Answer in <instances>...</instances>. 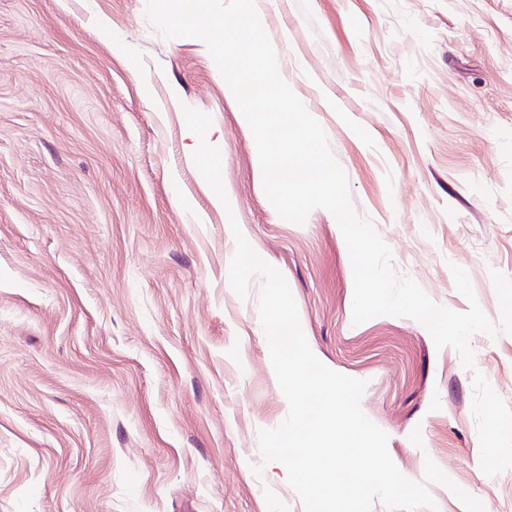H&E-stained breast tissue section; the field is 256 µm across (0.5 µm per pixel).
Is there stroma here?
Segmentation results:
<instances>
[{"label": "stroma", "instance_id": "stroma-1", "mask_svg": "<svg viewBox=\"0 0 512 512\" xmlns=\"http://www.w3.org/2000/svg\"><path fill=\"white\" fill-rule=\"evenodd\" d=\"M146 0H0V512H304L258 433L288 413L258 317L229 281L238 223L285 277L328 368L407 478L433 460L438 512H512V469L480 467L472 373L512 407V335L475 368L407 318L352 319L332 214L282 219L248 123L196 38ZM282 78L323 127L353 206L399 275L463 312L464 268L492 323L512 278V0H266ZM208 114L225 191L189 153Z\"/></svg>", "mask_w": 512, "mask_h": 512}]
</instances>
